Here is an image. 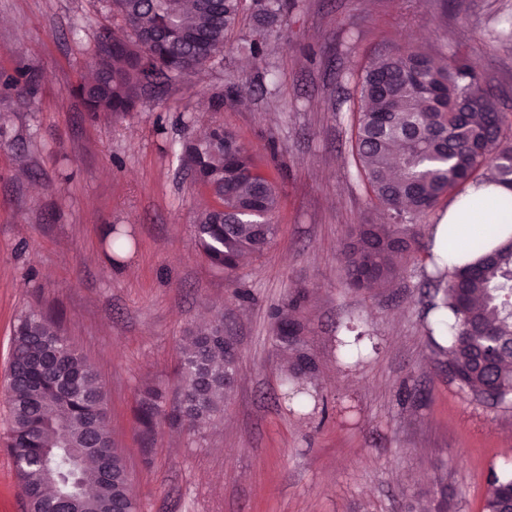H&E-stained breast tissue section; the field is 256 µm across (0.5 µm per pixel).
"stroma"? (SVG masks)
I'll return each mask as SVG.
<instances>
[{
    "instance_id": "1",
    "label": "stroma",
    "mask_w": 512,
    "mask_h": 512,
    "mask_svg": "<svg viewBox=\"0 0 512 512\" xmlns=\"http://www.w3.org/2000/svg\"><path fill=\"white\" fill-rule=\"evenodd\" d=\"M254 7L242 0L237 52L199 73L204 95L173 85L116 116L70 93L91 73L100 32L119 25L107 0H0V380L20 314H60L106 391L139 512H425L440 483L451 512H483L490 473L512 469V410L471 403L432 361L423 254L390 286L357 291L344 250L352 227L384 219L352 156L358 75L379 53L457 51L511 124L512 44L488 32L512 0H290L259 59L243 49ZM216 125L239 135L279 192L276 238L229 276L195 243L214 200L181 161L185 141ZM112 228L131 239L119 257ZM300 290L321 402L304 415L280 398L269 315ZM218 313L240 357L222 418L195 434L164 422L143 438L142 390L161 385L176 405L180 346ZM349 322L377 346L356 367L336 361ZM8 414L0 388V512H28Z\"/></svg>"
}]
</instances>
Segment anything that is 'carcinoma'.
I'll return each mask as SVG.
<instances>
[{
  "label": "carcinoma",
  "mask_w": 512,
  "mask_h": 512,
  "mask_svg": "<svg viewBox=\"0 0 512 512\" xmlns=\"http://www.w3.org/2000/svg\"><path fill=\"white\" fill-rule=\"evenodd\" d=\"M112 13L133 33L112 34L108 51L96 43L94 76L71 89L90 112L124 114L143 97L151 77L160 87L185 82L221 50H232L241 0H109ZM288 0H264L254 14L261 57L264 39L277 32ZM359 95L353 152L360 177L386 211L384 224H359L345 250L346 279L356 290L397 278L419 250L407 222L461 194L473 180L512 186V143L503 114L475 63L457 54L444 62L417 50L373 58L356 82ZM182 161L221 206L202 212L197 247L231 274L273 241L277 225L260 213L277 207L274 182L231 131L220 126L183 146ZM426 257L435 293L426 332L446 358L448 378L477 405L512 408V242L452 271L432 252ZM299 291L270 311L273 339L285 359L281 398L297 411L309 393L298 380L317 370L304 340ZM338 340L345 360L360 351L366 332L345 326ZM239 356L224 335V316L194 329L180 348V399L175 420L199 432L224 413ZM10 426L6 448L29 512H132L136 499L122 449L108 429L107 395L98 375L62 333L58 320L31 309L18 318L4 380ZM168 416L165 389L142 394L137 422L151 435ZM484 512H512V470L493 475Z\"/></svg>",
  "instance_id": "obj_1"
}]
</instances>
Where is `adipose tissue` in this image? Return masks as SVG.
Here are the masks:
<instances>
[{"instance_id":"ef3b65f1","label":"adipose tissue","mask_w":512,"mask_h":512,"mask_svg":"<svg viewBox=\"0 0 512 512\" xmlns=\"http://www.w3.org/2000/svg\"><path fill=\"white\" fill-rule=\"evenodd\" d=\"M473 239L491 249L512 240V187L470 182L430 230L433 252L451 267L478 259V252L467 248Z\"/></svg>"}]
</instances>
